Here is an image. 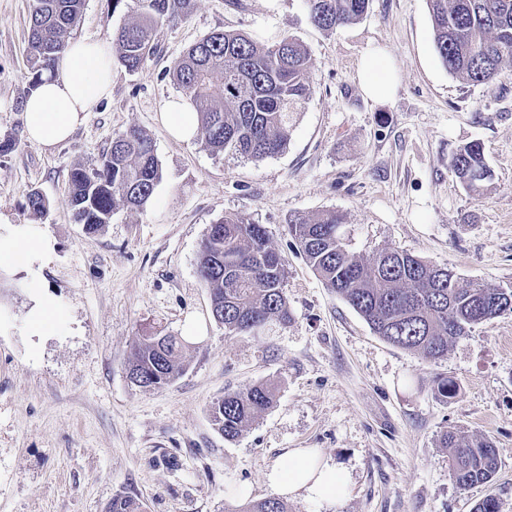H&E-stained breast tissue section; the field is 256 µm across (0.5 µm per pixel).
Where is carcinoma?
I'll return each mask as SVG.
<instances>
[{
  "label": "carcinoma",
  "mask_w": 512,
  "mask_h": 512,
  "mask_svg": "<svg viewBox=\"0 0 512 512\" xmlns=\"http://www.w3.org/2000/svg\"><path fill=\"white\" fill-rule=\"evenodd\" d=\"M137 21L112 32V51L130 72L157 52L156 28L190 15L193 0H139ZM312 22L324 31L351 24L365 13L368 0H305ZM85 0H32L29 10L27 63L30 83L55 67L78 24ZM436 51L459 81L487 83L512 61V0H429ZM309 50L291 36L259 41L236 31L213 32L191 45L175 61L172 76L195 106L205 146L214 154L232 150L251 160L281 153L295 115L311 95ZM222 80H213L214 73ZM450 168L464 189L483 194L492 180L484 149L470 142L452 156ZM161 179L154 145L131 128L113 138L92 167H79L69 180L76 223L88 233L107 224L117 211L147 204ZM45 196L31 191L25 208L42 214ZM343 215L327 211L315 219L296 215L287 229L300 254L327 288L342 296L387 343L413 350L436 362L448 357V339L467 335L475 326L512 313V287L463 284L449 268L412 253L385 248L369 261L350 253L343 242ZM198 274L208 289L211 308L230 334L271 321L290 320L283 283L285 259L269 246L260 224L226 215L209 225L201 242ZM186 341L171 333L140 337L129 365L130 382L161 388L185 370ZM276 400L267 382L224 394L211 406V418L227 440L240 436ZM457 485L466 489L492 481L498 460L492 443L441 434ZM107 512H142L128 496L112 499ZM240 512H288L280 498L253 501Z\"/></svg>",
  "instance_id": "cac0c4a2"
}]
</instances>
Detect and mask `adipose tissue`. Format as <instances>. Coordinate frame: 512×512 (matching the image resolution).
Segmentation results:
<instances>
[{"label": "adipose tissue", "mask_w": 512, "mask_h": 512, "mask_svg": "<svg viewBox=\"0 0 512 512\" xmlns=\"http://www.w3.org/2000/svg\"><path fill=\"white\" fill-rule=\"evenodd\" d=\"M363 91L372 97L391 89L389 64L381 53L368 51L358 67ZM112 54L106 43L70 41L52 73L31 87L23 103V121L29 142L52 147L68 140L83 125L88 112L109 96ZM54 249L51 237L31 224H0V269L25 271L33 290L30 323L35 335L48 332L54 310L41 292V266ZM269 486L280 496L333 503L347 492L344 468L310 448H291L266 473Z\"/></svg>", "instance_id": "1"}]
</instances>
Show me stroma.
Segmentation results:
<instances>
[{"instance_id":"1","label":"stroma","mask_w":512,"mask_h":512,"mask_svg":"<svg viewBox=\"0 0 512 512\" xmlns=\"http://www.w3.org/2000/svg\"><path fill=\"white\" fill-rule=\"evenodd\" d=\"M139 12L138 0H85L73 35L111 41ZM28 16L29 0H0V141L16 143L0 155V224L54 239L42 283L56 328L32 335L24 272L0 274V512H106L116 496L139 499L144 512H225L271 497L265 473L291 448L341 463L351 483L338 503L298 496L288 512H473L489 494L512 512V313L452 340L446 359L424 360L326 288L287 231L296 214L335 210L358 257L399 248L463 280L512 286V64L481 85L449 74L428 0H369L358 22L330 32L311 23L304 0H195L186 19L159 27L158 51L138 70L113 62L110 95L68 141L43 148L22 118ZM224 29L290 35L311 52L312 94L278 155H217L164 126V104L182 95L174 61ZM371 48L394 72L381 99L357 79ZM132 127L153 141L155 193L86 233L73 220L70 174ZM472 141L493 172L478 198L449 167ZM35 189L45 214L23 207ZM228 214L264 225L285 258L288 323L229 336L214 321L197 258L209 225ZM191 321L199 333L184 373L159 390L131 384L139 336H180ZM444 376L459 387L450 400L437 393ZM266 381L276 402L225 440L213 402ZM446 430L493 444L491 483L458 488L438 442Z\"/></svg>"}]
</instances>
